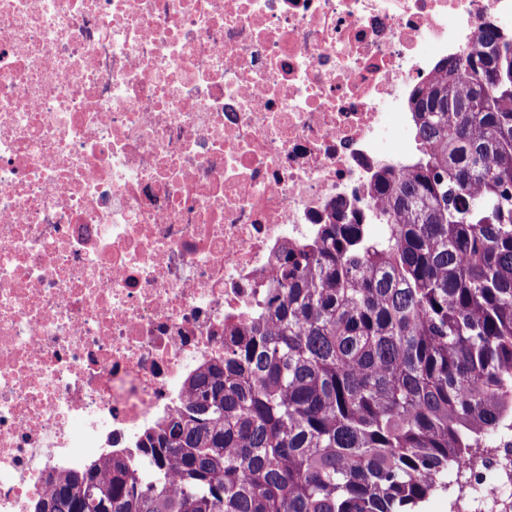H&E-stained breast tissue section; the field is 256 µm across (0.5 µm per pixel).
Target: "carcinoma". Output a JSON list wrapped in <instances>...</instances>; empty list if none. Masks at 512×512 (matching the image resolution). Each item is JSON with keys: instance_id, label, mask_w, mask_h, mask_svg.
<instances>
[{"instance_id": "obj_1", "label": "carcinoma", "mask_w": 512, "mask_h": 512, "mask_svg": "<svg viewBox=\"0 0 512 512\" xmlns=\"http://www.w3.org/2000/svg\"><path fill=\"white\" fill-rule=\"evenodd\" d=\"M439 68L411 98L427 152L375 184L382 235L282 247L266 318L142 457L68 470L29 512H418L512 430V32Z\"/></svg>"}]
</instances>
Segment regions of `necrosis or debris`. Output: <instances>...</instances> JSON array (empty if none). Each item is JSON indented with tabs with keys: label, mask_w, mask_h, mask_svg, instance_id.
Listing matches in <instances>:
<instances>
[{
	"label": "necrosis or debris",
	"mask_w": 512,
	"mask_h": 512,
	"mask_svg": "<svg viewBox=\"0 0 512 512\" xmlns=\"http://www.w3.org/2000/svg\"><path fill=\"white\" fill-rule=\"evenodd\" d=\"M490 22L512 0H0V512L138 456L282 245L375 223L413 90Z\"/></svg>",
	"instance_id": "obj_1"
}]
</instances>
